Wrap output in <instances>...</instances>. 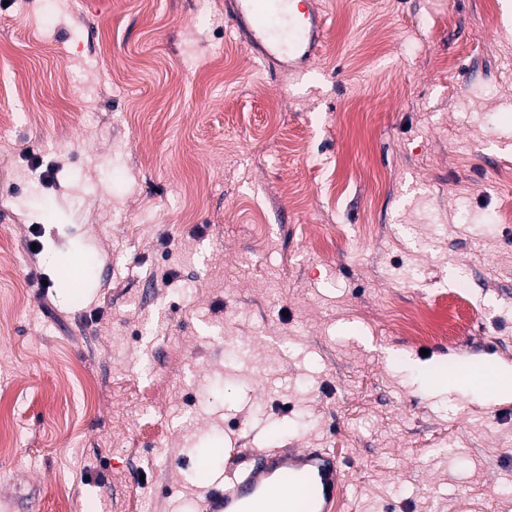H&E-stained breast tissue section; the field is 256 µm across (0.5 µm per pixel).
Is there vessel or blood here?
<instances>
[{
    "mask_svg": "<svg viewBox=\"0 0 512 512\" xmlns=\"http://www.w3.org/2000/svg\"><path fill=\"white\" fill-rule=\"evenodd\" d=\"M224 14L250 50L307 70L321 51L327 18L312 0H224ZM342 464L329 450L241 448L226 462L224 484L207 491L205 512H255L271 493H288L294 512H330Z\"/></svg>",
    "mask_w": 512,
    "mask_h": 512,
    "instance_id": "b4317fda",
    "label": "vessel or blood"
}]
</instances>
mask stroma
<instances>
[{"instance_id": "35a3bbf8", "label": "stroma", "mask_w": 512, "mask_h": 512, "mask_svg": "<svg viewBox=\"0 0 512 512\" xmlns=\"http://www.w3.org/2000/svg\"><path fill=\"white\" fill-rule=\"evenodd\" d=\"M320 2L303 74L224 0L0 5V512H203L240 448L334 452L344 512H512V0ZM408 326L410 327L413 335L416 336L415 339L419 342L428 340L427 336H436L438 334L443 333L444 328H439L433 331V326L428 321V318L421 311H413L408 316Z\"/></svg>"}]
</instances>
